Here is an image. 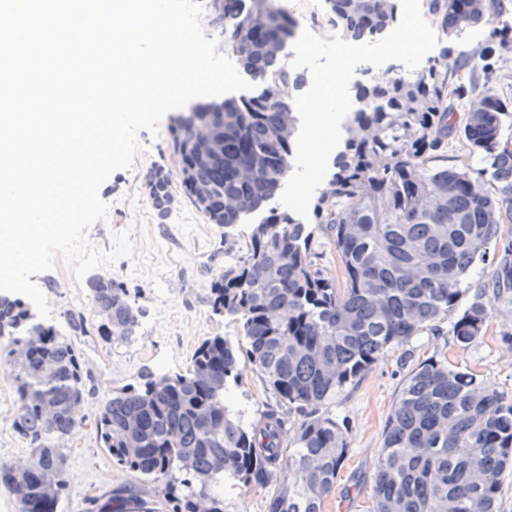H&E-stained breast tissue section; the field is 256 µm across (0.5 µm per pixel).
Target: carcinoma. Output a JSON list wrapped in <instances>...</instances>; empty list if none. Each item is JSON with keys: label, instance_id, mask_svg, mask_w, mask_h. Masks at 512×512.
<instances>
[{"label": "carcinoma", "instance_id": "obj_1", "mask_svg": "<svg viewBox=\"0 0 512 512\" xmlns=\"http://www.w3.org/2000/svg\"><path fill=\"white\" fill-rule=\"evenodd\" d=\"M204 27L224 30V50L254 88L212 98L177 113L168 151L183 192L211 224L226 230L249 223L245 250L227 256L209 288L214 314L237 336H209L183 372H143L107 398L95 418L97 439L121 468L153 484L125 486L92 499L91 512H237L226 483L274 487L267 512H322L334 489L348 442L325 402L356 385L388 350L407 345L441 319L457 344L482 335L490 313L482 294L466 306L462 283L494 246L492 288L512 303V146L503 138L512 97L482 95L457 123L448 85L460 69L439 48L412 74L357 82L350 92L347 136L334 172L313 208L315 224L332 236L344 286L320 267L314 230L291 210L273 207L291 168L299 129L294 97L307 76L285 64L295 23L274 0H202ZM346 41L390 30L399 0H325ZM444 38L490 21L476 0H423ZM204 134L211 157L193 149ZM456 139L487 166H448ZM169 172L158 171L151 199L169 212ZM93 326H127L136 340L139 315L131 293L113 282L95 289ZM31 336L27 368L11 355ZM0 365L17 396L13 425L31 448L25 466L0 463V487L16 512H57L65 490L63 444L82 423L85 383L71 338L39 317L20 297L0 294ZM248 367L274 399L246 426L231 417L227 396ZM59 417L45 424L42 400ZM300 420L288 426V416ZM184 454L193 471L179 467ZM512 466V401L482 387L479 376L437 359L415 367L388 416L374 477V512H498L502 476ZM288 481L281 480L283 473ZM58 496L41 494L45 485Z\"/></svg>", "mask_w": 512, "mask_h": 512}]
</instances>
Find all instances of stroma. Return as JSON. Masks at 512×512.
Instances as JSON below:
<instances>
[{"instance_id":"stroma-1","label":"stroma","mask_w":512,"mask_h":512,"mask_svg":"<svg viewBox=\"0 0 512 512\" xmlns=\"http://www.w3.org/2000/svg\"><path fill=\"white\" fill-rule=\"evenodd\" d=\"M490 27L478 26L462 39L451 41L452 57L463 62L460 81H475L478 90L512 96V49L497 52L492 60L494 72L486 74L482 60L489 42ZM163 117L157 137L141 132L146 148L134 167L114 172L101 186L99 194L110 210L105 221L90 230L91 239L102 248H110L112 232L129 228L136 209L148 217L153 241L161 249L168 267L162 275L170 295L172 313L165 325L153 323L157 299L150 282L133 273L134 261L146 258L137 248L135 258L124 257L113 267L102 269V276L124 283L137 292L136 305L143 312L140 336L130 345H113L94 336L75 337L74 343L84 361L86 392L81 413L84 424L78 426L64 444L66 487L58 512H89L88 500L135 482L134 474L116 465L107 449L96 439L94 418L101 403L118 390L134 383L142 370L182 372L192 355L209 336H232L236 327L212 313L207 303L208 287L224 270L225 252H237L243 244L241 230L224 231L207 223L183 193L179 182H172L171 211L159 219L149 196L154 171L168 163V127ZM138 204H131L130 195ZM490 262L477 263L465 281L470 293H483L491 317L485 333L468 347H460L449 320H442L415 336L407 345L388 350L371 370L351 388L336 395L326 411L344 427L349 452L339 472L336 486L325 498L323 512H372L374 473L383 444L387 418L398 393L412 369L436 358L449 365L469 369L480 376L488 389L512 398V304L504 303L485 283ZM34 281L48 298L59 328L78 314H90V293H77L71 272L64 261L54 269L35 275ZM17 399L13 384L0 370V462L22 464L31 456L27 442L14 430Z\"/></svg>"}]
</instances>
